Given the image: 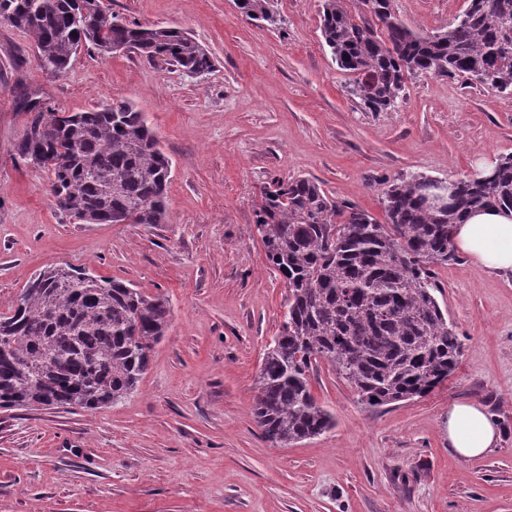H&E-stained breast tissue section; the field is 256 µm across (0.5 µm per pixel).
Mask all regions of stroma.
<instances>
[{
    "label": "stroma",
    "mask_w": 512,
    "mask_h": 512,
    "mask_svg": "<svg viewBox=\"0 0 512 512\" xmlns=\"http://www.w3.org/2000/svg\"><path fill=\"white\" fill-rule=\"evenodd\" d=\"M102 2L127 23L183 29L214 69L190 78L84 48L54 78L27 33L0 27V313L35 272L71 263L164 295L171 324L125 400L0 410V512H512V275L466 256L435 269L437 300L463 342L448 381L372 407L322 363L311 390L335 428L280 448L252 415L288 297L252 229L262 188L308 177L386 223V181L456 180L512 155V95L421 76L392 111H366L322 41V0H277L272 26L234 0ZM467 3L393 9L436 33ZM24 93L66 112L117 97L145 112L171 160L167 223L76 224L59 212L48 173L16 152ZM462 400L481 403L501 430L476 459L448 446V407Z\"/></svg>",
    "instance_id": "35a3bbf8"
}]
</instances>
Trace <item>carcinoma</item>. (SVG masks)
<instances>
[{
    "mask_svg": "<svg viewBox=\"0 0 512 512\" xmlns=\"http://www.w3.org/2000/svg\"><path fill=\"white\" fill-rule=\"evenodd\" d=\"M323 0L321 35L349 95L370 112L395 107L405 80L464 77L512 95V0H469L448 29L418 33L393 0ZM251 20L277 23L276 0H235ZM0 26L29 34L38 68L64 76L83 47L130 51L184 74L213 70L208 51L173 27L129 25L102 0H0ZM16 151L52 174L56 208L78 224H165L171 164L128 100L81 112L28 100ZM436 179L387 181L388 223L336 201L317 182L272 180L255 210L287 312L262 360L252 413L263 437L288 447L336 425L310 386L316 364L372 406L421 397L448 380L462 343L435 296V268L457 259L455 225L477 208L512 210V155L488 177L458 180V202L429 206ZM169 300L86 268L49 266L0 315V409L95 410L136 391L170 325Z\"/></svg>",
    "mask_w": 512,
    "mask_h": 512,
    "instance_id": "1",
    "label": "carcinoma"
}]
</instances>
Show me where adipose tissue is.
I'll use <instances>...</instances> for the list:
<instances>
[{
    "instance_id": "ef3b65f1",
    "label": "adipose tissue",
    "mask_w": 512,
    "mask_h": 512,
    "mask_svg": "<svg viewBox=\"0 0 512 512\" xmlns=\"http://www.w3.org/2000/svg\"><path fill=\"white\" fill-rule=\"evenodd\" d=\"M457 250L484 272L512 275V211L482 209L457 225ZM500 436L497 421L482 405L461 401L448 408V445L463 459L485 455Z\"/></svg>"
}]
</instances>
